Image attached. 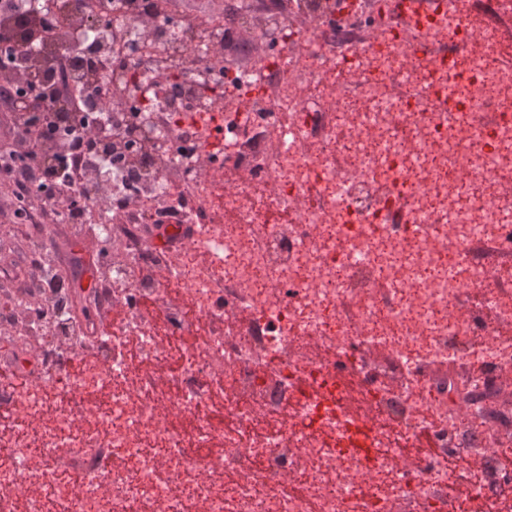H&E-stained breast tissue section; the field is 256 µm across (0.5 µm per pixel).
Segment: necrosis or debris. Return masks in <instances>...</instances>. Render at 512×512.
Wrapping results in <instances>:
<instances>
[{
  "mask_svg": "<svg viewBox=\"0 0 512 512\" xmlns=\"http://www.w3.org/2000/svg\"><path fill=\"white\" fill-rule=\"evenodd\" d=\"M63 1L54 53L101 62L70 85L119 99L77 115L115 144L78 184L112 249L95 299L128 320L84 347L100 320L75 319L55 268L9 296L0 334L30 383L0 393V512H504L512 48L388 0H363L349 28L347 0H165L155 21L125 0L34 5ZM145 224L197 234L149 250ZM143 295L199 338L178 372ZM426 427L434 455L400 462L395 438ZM452 456L477 489L449 496Z\"/></svg>",
  "mask_w": 512,
  "mask_h": 512,
  "instance_id": "1",
  "label": "necrosis or debris"
}]
</instances>
